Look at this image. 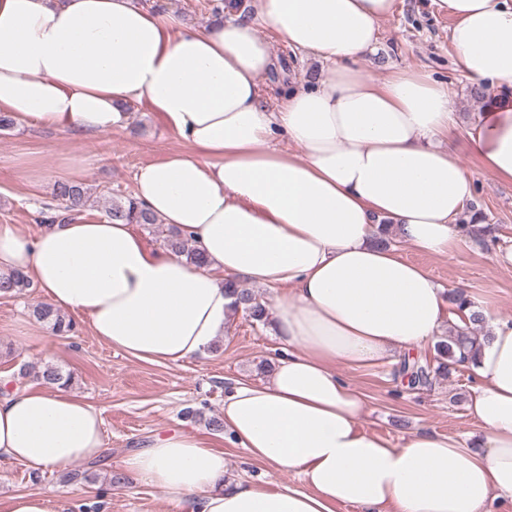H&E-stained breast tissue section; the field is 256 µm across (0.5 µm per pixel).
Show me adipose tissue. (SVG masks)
<instances>
[{
  "mask_svg": "<svg viewBox=\"0 0 512 512\" xmlns=\"http://www.w3.org/2000/svg\"><path fill=\"white\" fill-rule=\"evenodd\" d=\"M454 20L459 70L489 96L467 132L472 154L512 181V0H433ZM395 0H259L289 48L324 61L268 105L275 70L253 22L198 29L133 0H0V109L63 133H108L146 102L189 148L141 166L135 196L206 264L149 247L133 225L95 214L34 238L0 225V272H24L55 309L86 317L127 356L179 363L210 349L232 316L226 282L276 290L269 318L284 350L268 381L224 396V430L249 457L296 472L302 489L226 480L221 451L175 431L120 467L164 490L178 512H490L512 507V322L447 289L396 245L453 257L474 186L451 148L447 83L405 70L383 82L359 66ZM287 134L297 153L273 148ZM458 293L487 332L469 364L475 431L416 430L394 443L364 431L365 400L338 366L372 367L433 341ZM0 376V460L33 471L107 452L103 421L64 389H9Z\"/></svg>",
  "mask_w": 512,
  "mask_h": 512,
  "instance_id": "1",
  "label": "adipose tissue"
}]
</instances>
